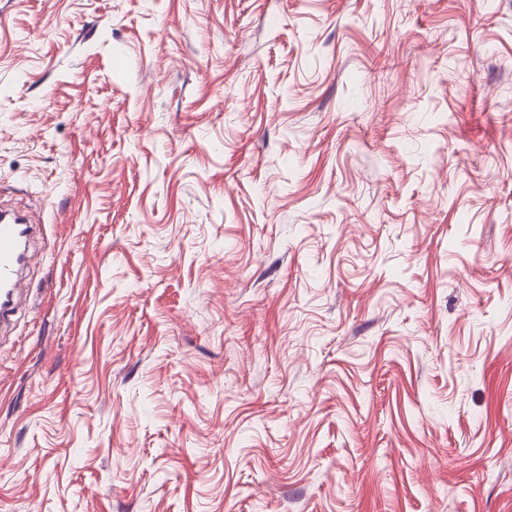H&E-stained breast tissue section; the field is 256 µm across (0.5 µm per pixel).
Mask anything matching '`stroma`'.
<instances>
[{
    "label": "stroma",
    "mask_w": 512,
    "mask_h": 512,
    "mask_svg": "<svg viewBox=\"0 0 512 512\" xmlns=\"http://www.w3.org/2000/svg\"><path fill=\"white\" fill-rule=\"evenodd\" d=\"M0 512H512V0H0ZM30 221L20 214L0 211V288L7 295L0 298V318L5 319L14 309V296L21 290L18 276L21 266V246L30 232Z\"/></svg>",
    "instance_id": "stroma-1"
}]
</instances>
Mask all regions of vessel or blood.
Wrapping results in <instances>:
<instances>
[{
	"mask_svg": "<svg viewBox=\"0 0 512 512\" xmlns=\"http://www.w3.org/2000/svg\"><path fill=\"white\" fill-rule=\"evenodd\" d=\"M29 220L20 214L0 211V318H6L13 309V297L20 289L18 276L21 266V246L30 232Z\"/></svg>",
	"mask_w": 512,
	"mask_h": 512,
	"instance_id": "b4317fda",
	"label": "vessel or blood"
}]
</instances>
